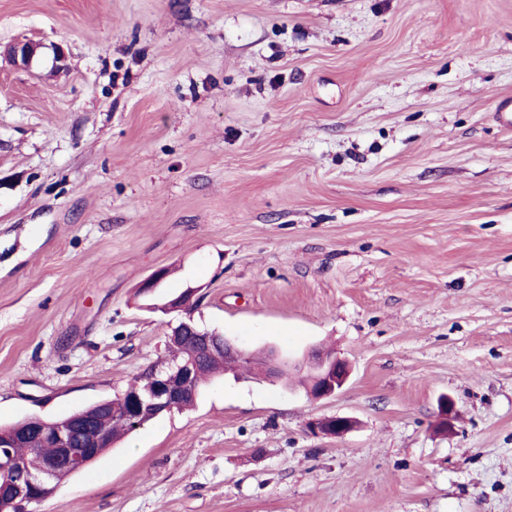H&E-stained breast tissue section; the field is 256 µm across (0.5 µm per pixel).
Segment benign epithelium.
I'll return each mask as SVG.
<instances>
[{
	"instance_id": "benign-epithelium-1",
	"label": "benign epithelium",
	"mask_w": 512,
	"mask_h": 512,
	"mask_svg": "<svg viewBox=\"0 0 512 512\" xmlns=\"http://www.w3.org/2000/svg\"><path fill=\"white\" fill-rule=\"evenodd\" d=\"M39 44L31 41H19L9 50V56L15 63L29 65L35 56ZM194 289L186 290L185 295L178 296L162 307V311H187ZM195 336L194 349L190 357L182 362L157 366L144 386L126 393L121 397L124 409H119L110 400H102L95 405L96 413L103 421L77 427L70 419H59L55 431L50 436L56 448L53 456L47 458L37 472L26 471L17 462L12 453L14 441L25 437L28 431L41 422L38 416H29L26 420L7 431H0V487L10 488L13 512H40V506L51 495L52 488L60 482L62 476L74 472L91 462L96 457V450L105 447L111 440L112 416L119 413L132 425H140L148 418L171 414L181 408L183 403L194 397L197 391L195 368L199 361L224 347V352L238 359L251 357V354L229 340L223 339L216 332H199L182 321L173 328L169 336L171 344L182 342L186 330ZM266 379L272 383L282 380L283 372L290 369L301 375L312 376L308 394L314 399H322L336 394L346 384L350 369L345 358L334 352H322L315 355L313 361L306 360L286 362L277 351L269 350L264 357ZM355 422L350 417L336 416L312 420L308 423L309 432L339 437L354 428Z\"/></svg>"
}]
</instances>
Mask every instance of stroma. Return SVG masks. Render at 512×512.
Returning a JSON list of instances; mask_svg holds the SVG:
<instances>
[{"instance_id": "1", "label": "stroma", "mask_w": 512, "mask_h": 512, "mask_svg": "<svg viewBox=\"0 0 512 512\" xmlns=\"http://www.w3.org/2000/svg\"><path fill=\"white\" fill-rule=\"evenodd\" d=\"M505 96L512 0H0V426L124 392L189 287L351 366L214 379L41 512H512ZM266 369V379L272 383L281 382L285 372L284 382L288 384V370H293L301 375H312L309 383L308 394L314 399H322L336 394L346 384L350 369L347 360L334 352H322L315 355L313 361L290 362L288 370L286 361L283 360L277 351L270 349L263 359ZM355 422L351 417L336 416L312 420L308 423L309 432L339 437L354 428Z\"/></svg>"}]
</instances>
